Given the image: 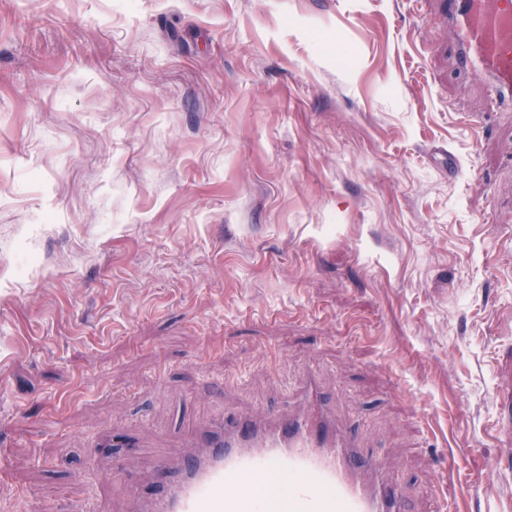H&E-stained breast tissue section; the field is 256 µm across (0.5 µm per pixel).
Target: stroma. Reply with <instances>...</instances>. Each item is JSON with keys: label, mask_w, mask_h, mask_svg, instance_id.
<instances>
[{"label": "stroma", "mask_w": 512, "mask_h": 512, "mask_svg": "<svg viewBox=\"0 0 512 512\" xmlns=\"http://www.w3.org/2000/svg\"><path fill=\"white\" fill-rule=\"evenodd\" d=\"M457 52L446 0H0V512H128L307 370L416 512H512V106Z\"/></svg>", "instance_id": "1"}]
</instances>
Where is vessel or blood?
<instances>
[{
	"mask_svg": "<svg viewBox=\"0 0 512 512\" xmlns=\"http://www.w3.org/2000/svg\"><path fill=\"white\" fill-rule=\"evenodd\" d=\"M448 18L461 64L486 74L495 103L512 102V0H449ZM286 402L284 414L225 412L196 429L189 454L154 458L130 512H412L376 449L337 422L315 372Z\"/></svg>",
	"mask_w": 512,
	"mask_h": 512,
	"instance_id": "obj_1",
	"label": "vessel or blood"
}]
</instances>
